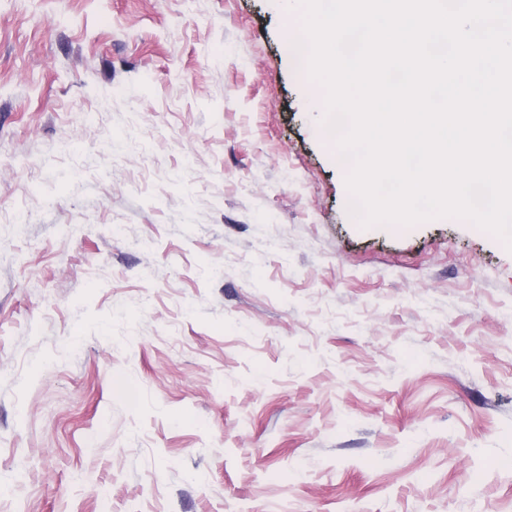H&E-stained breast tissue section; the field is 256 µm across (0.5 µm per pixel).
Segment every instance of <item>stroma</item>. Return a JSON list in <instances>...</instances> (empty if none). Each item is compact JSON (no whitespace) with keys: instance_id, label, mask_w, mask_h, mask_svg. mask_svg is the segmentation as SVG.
I'll list each match as a JSON object with an SVG mask.
<instances>
[{"instance_id":"1","label":"stroma","mask_w":512,"mask_h":512,"mask_svg":"<svg viewBox=\"0 0 512 512\" xmlns=\"http://www.w3.org/2000/svg\"><path fill=\"white\" fill-rule=\"evenodd\" d=\"M349 203L274 0H0V512H512V252Z\"/></svg>"}]
</instances>
